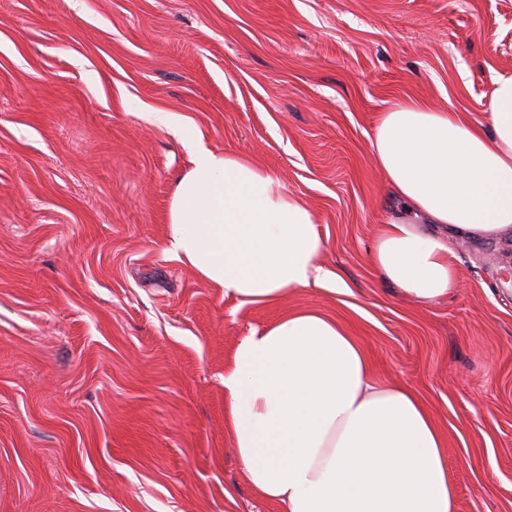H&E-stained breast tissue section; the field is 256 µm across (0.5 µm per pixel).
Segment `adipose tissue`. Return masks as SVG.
Wrapping results in <instances>:
<instances>
[{"label": "adipose tissue", "instance_id": "1", "mask_svg": "<svg viewBox=\"0 0 512 512\" xmlns=\"http://www.w3.org/2000/svg\"><path fill=\"white\" fill-rule=\"evenodd\" d=\"M488 129L401 100L379 114L370 162L404 212L371 263L404 296L458 286L449 236L512 237V73L493 83ZM164 125L173 126L169 116ZM191 151L168 214L169 251L238 305L327 282L308 205L244 155ZM225 419L246 481L284 512H455L447 441L408 388L372 375L356 340L314 311L250 333L224 369Z\"/></svg>", "mask_w": 512, "mask_h": 512}]
</instances>
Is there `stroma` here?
Returning <instances> with one entry per match:
<instances>
[{
  "mask_svg": "<svg viewBox=\"0 0 512 512\" xmlns=\"http://www.w3.org/2000/svg\"><path fill=\"white\" fill-rule=\"evenodd\" d=\"M512 0H0V512H281L224 425L236 344L343 324L448 442L457 512H512V238L449 240L419 302L370 261L398 212L369 164L413 98L487 124ZM167 112L307 202L347 287L237 306L166 250L189 166Z\"/></svg>",
  "mask_w": 512,
  "mask_h": 512,
  "instance_id": "35a3bbf8",
  "label": "stroma"
}]
</instances>
